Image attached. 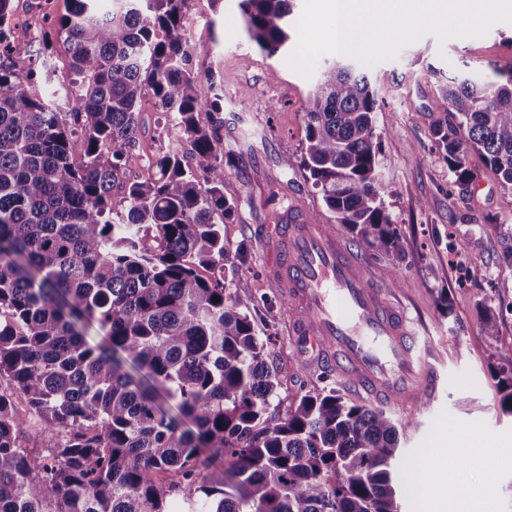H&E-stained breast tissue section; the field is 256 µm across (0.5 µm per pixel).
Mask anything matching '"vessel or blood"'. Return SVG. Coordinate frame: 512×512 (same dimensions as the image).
Returning <instances> with one entry per match:
<instances>
[{
  "label": "vessel or blood",
  "instance_id": "vessel-or-blood-1",
  "mask_svg": "<svg viewBox=\"0 0 512 512\" xmlns=\"http://www.w3.org/2000/svg\"><path fill=\"white\" fill-rule=\"evenodd\" d=\"M271 258L274 281L300 313L296 329L313 362H327L358 391L375 399L415 403L432 398L438 374L430 352L382 289L366 282L361 260L321 224L295 216L280 227Z\"/></svg>",
  "mask_w": 512,
  "mask_h": 512
}]
</instances>
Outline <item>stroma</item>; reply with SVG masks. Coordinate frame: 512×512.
<instances>
[{
    "instance_id": "1",
    "label": "stroma",
    "mask_w": 512,
    "mask_h": 512,
    "mask_svg": "<svg viewBox=\"0 0 512 512\" xmlns=\"http://www.w3.org/2000/svg\"><path fill=\"white\" fill-rule=\"evenodd\" d=\"M16 39L32 51H47L57 73H66L65 45H42L46 17L64 14L68 0H14ZM182 31L224 85V130L220 148L224 192L236 202L224 225V244L245 250L248 260L225 268L238 294L253 298L251 311L258 336L271 358L290 361L294 373L279 389L280 410L296 396L333 388L348 401L382 407L401 422L394 464L401 512H512V413L501 405L500 366L512 360V313H502L496 339L482 334L480 305L512 303V264L503 259L512 245V206L497 175L478 154L469 163L477 173L471 194L452 191V177L434 143L431 129L448 107L439 84L444 76L469 75L485 81L494 68L512 66V24L499 23L482 37L438 44L428 35L404 48L397 59L366 68L379 107L374 114L380 141L378 177L384 199L404 242L398 265L353 239L335 224L302 171L284 169V156L299 155L305 136V109L318 84L319 71L334 61L320 58L317 71L303 76L287 60L296 37L276 54L251 40L239 0H190ZM184 134L165 125L153 99H145L140 132L130 167L131 178L155 173V158L166 152L186 154ZM307 217L319 212L336 234L361 257L373 280L385 287L420 333L421 346L435 355L439 376L435 397L410 410L377 403L358 394L324 365L310 364L288 331L292 315L282 312V293L271 276L269 256L278 244L274 225L288 213ZM401 284L391 287L390 267ZM489 453L496 473L486 483L482 467L472 465L474 449ZM460 459L450 468L447 452Z\"/></svg>"
}]
</instances>
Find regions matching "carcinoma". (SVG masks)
Listing matches in <instances>:
<instances>
[{
	"label": "carcinoma",
	"instance_id": "obj_1",
	"mask_svg": "<svg viewBox=\"0 0 512 512\" xmlns=\"http://www.w3.org/2000/svg\"><path fill=\"white\" fill-rule=\"evenodd\" d=\"M69 2L43 34L44 49L67 46L59 78L10 40L12 0H0V512H172L177 497L183 512H399L390 416L334 389L273 406L293 367L270 358L252 299L224 281L247 253L224 246V87L181 31L188 0H112L104 13ZM239 8L251 39L277 53L290 0ZM493 72L441 86L448 113L432 134L461 195L473 152L512 191V69ZM148 96L189 160L164 153L155 177L131 181ZM376 109L367 76L334 63L283 166L304 172L354 239L398 260ZM480 314L495 338L499 313ZM32 424L56 437L45 456L21 444ZM223 458L229 478L206 480Z\"/></svg>",
	"mask_w": 512,
	"mask_h": 512
}]
</instances>
